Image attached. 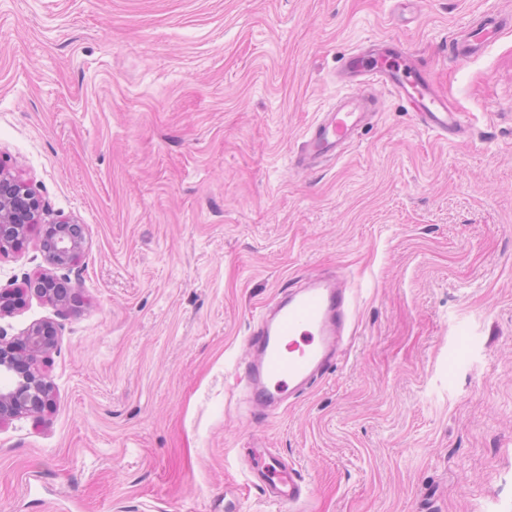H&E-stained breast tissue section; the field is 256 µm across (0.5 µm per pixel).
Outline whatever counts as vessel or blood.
Returning <instances> with one entry per match:
<instances>
[{
	"label": "vessel or blood",
	"instance_id": "b4317fda",
	"mask_svg": "<svg viewBox=\"0 0 512 512\" xmlns=\"http://www.w3.org/2000/svg\"><path fill=\"white\" fill-rule=\"evenodd\" d=\"M511 28L512 10L487 8L465 24L448 53L458 61L469 59ZM337 74L350 92L310 126L294 157L298 170L311 171L340 157L379 112L381 88L406 103L423 130L440 138L455 139L468 127L466 114L449 106L401 40L373 41L347 53ZM350 326V288L342 276L312 273L278 293L261 310L239 363V381L251 413L258 418L276 414L288 397L337 365L348 352ZM250 477L277 512H305L312 489L282 458L261 455Z\"/></svg>",
	"mask_w": 512,
	"mask_h": 512
}]
</instances>
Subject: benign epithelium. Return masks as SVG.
Returning <instances> with one entry per match:
<instances>
[{
    "mask_svg": "<svg viewBox=\"0 0 512 512\" xmlns=\"http://www.w3.org/2000/svg\"><path fill=\"white\" fill-rule=\"evenodd\" d=\"M41 200L21 180L11 179L0 170V252L14 248L23 239L31 225L41 223ZM75 224L60 215L49 225L56 233L55 250L46 254L49 268L36 279L45 283L67 281L57 275L70 272L79 262L84 251V237L74 232ZM29 289L23 286L0 290V317L13 314L27 302ZM58 325L54 321H41L31 325L21 338H7L0 330V375L9 376L14 371L12 358L7 350L24 344L21 359L30 365V371L15 386L0 392V428L20 414L38 418L53 405L55 386L45 370L47 355L58 344Z\"/></svg>",
    "mask_w": 512,
    "mask_h": 512,
    "instance_id": "benign-epithelium-1",
    "label": "benign epithelium"
}]
</instances>
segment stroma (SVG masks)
Wrapping results in <instances>:
<instances>
[{
	"instance_id": "stroma-1",
	"label": "stroma",
	"mask_w": 512,
	"mask_h": 512,
	"mask_svg": "<svg viewBox=\"0 0 512 512\" xmlns=\"http://www.w3.org/2000/svg\"><path fill=\"white\" fill-rule=\"evenodd\" d=\"M490 0H0V160L83 229L41 425L0 429V512H265L251 449L309 512H512V29L448 45ZM402 40L468 134L389 93L342 157L293 158L346 93L344 53ZM37 235L0 289L45 268ZM346 276L353 341L265 421L235 366L263 304ZM250 477L251 483L262 489L266 501L276 511H306L312 489L300 480L295 468L282 458L271 453L256 457L250 468Z\"/></svg>"
}]
</instances>
